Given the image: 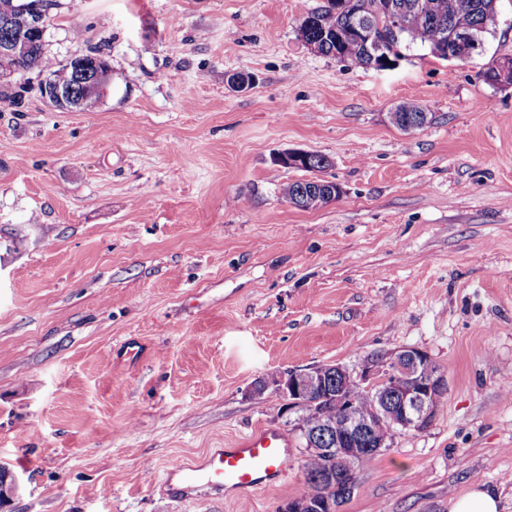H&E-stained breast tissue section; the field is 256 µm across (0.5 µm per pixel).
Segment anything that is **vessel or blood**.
<instances>
[{"mask_svg": "<svg viewBox=\"0 0 512 512\" xmlns=\"http://www.w3.org/2000/svg\"><path fill=\"white\" fill-rule=\"evenodd\" d=\"M288 467L287 436L278 429L261 427L240 446L217 449L202 462H173L168 474L179 479L176 495L186 497L202 486L218 492L273 488L287 477Z\"/></svg>", "mask_w": 512, "mask_h": 512, "instance_id": "vessel-or-blood-1", "label": "vessel or blood"}]
</instances>
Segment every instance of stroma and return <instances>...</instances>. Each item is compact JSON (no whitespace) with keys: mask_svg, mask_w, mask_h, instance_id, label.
<instances>
[{"mask_svg":"<svg viewBox=\"0 0 512 512\" xmlns=\"http://www.w3.org/2000/svg\"><path fill=\"white\" fill-rule=\"evenodd\" d=\"M324 3L52 0L45 55L99 49L112 83L72 112L32 70L21 105L0 99L8 512H277L306 452L255 383L406 347L448 392L357 465L339 512H450L476 485L512 512V87L484 79L512 58V0L469 59L412 44L382 70L305 44ZM406 99L428 124L391 122ZM288 150L329 158L341 197L292 207ZM265 425L290 441L283 484L170 495L172 462Z\"/></svg>","mask_w":512,"mask_h":512,"instance_id":"1","label":"stroma"}]
</instances>
